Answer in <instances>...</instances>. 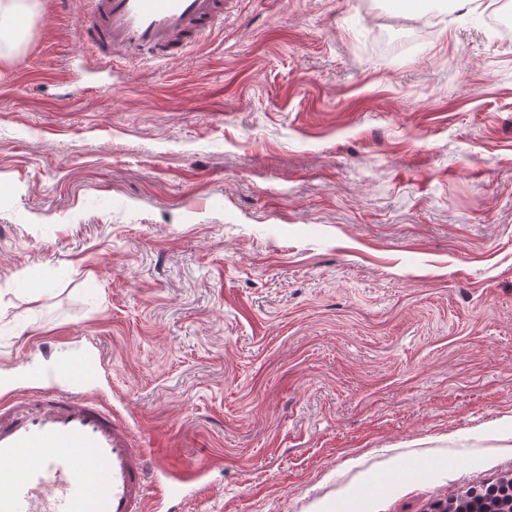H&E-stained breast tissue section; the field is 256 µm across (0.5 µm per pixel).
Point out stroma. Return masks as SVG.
<instances>
[{
	"label": "stroma",
	"mask_w": 512,
	"mask_h": 512,
	"mask_svg": "<svg viewBox=\"0 0 512 512\" xmlns=\"http://www.w3.org/2000/svg\"><path fill=\"white\" fill-rule=\"evenodd\" d=\"M35 4L0 58V397L99 348L147 475L213 462L146 512L512 477V39L446 0H224L188 54L101 72L88 0Z\"/></svg>",
	"instance_id": "35a3bbf8"
}]
</instances>
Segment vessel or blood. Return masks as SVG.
<instances>
[{
    "mask_svg": "<svg viewBox=\"0 0 512 512\" xmlns=\"http://www.w3.org/2000/svg\"><path fill=\"white\" fill-rule=\"evenodd\" d=\"M83 46L140 61L180 57L224 21V0H90ZM98 349L63 371H33L39 394L0 398V512H145L143 445L108 406L89 399Z\"/></svg>",
    "mask_w": 512,
    "mask_h": 512,
    "instance_id": "b4317fda",
    "label": "vessel or blood"
}]
</instances>
